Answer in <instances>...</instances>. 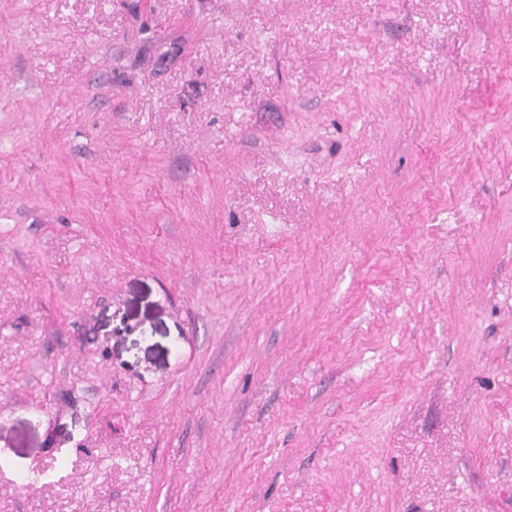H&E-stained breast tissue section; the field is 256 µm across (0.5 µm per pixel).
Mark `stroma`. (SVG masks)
<instances>
[{"label": "stroma", "mask_w": 512, "mask_h": 512, "mask_svg": "<svg viewBox=\"0 0 512 512\" xmlns=\"http://www.w3.org/2000/svg\"><path fill=\"white\" fill-rule=\"evenodd\" d=\"M0 512H512V0H0Z\"/></svg>", "instance_id": "stroma-1"}]
</instances>
